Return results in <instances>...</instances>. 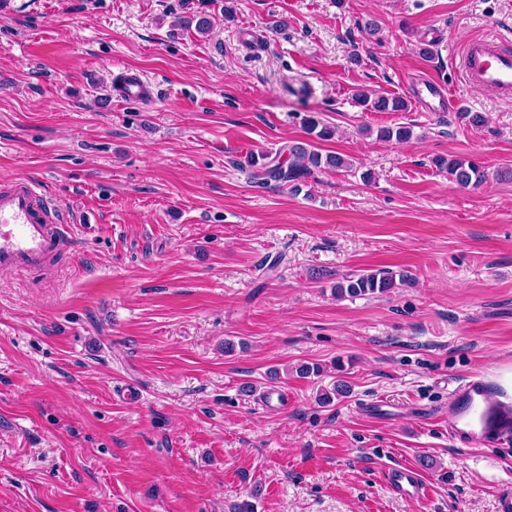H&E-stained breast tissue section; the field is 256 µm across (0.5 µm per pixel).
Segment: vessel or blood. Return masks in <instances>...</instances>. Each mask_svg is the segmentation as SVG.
<instances>
[{"instance_id": "vessel-or-blood-1", "label": "vessel or blood", "mask_w": 512, "mask_h": 512, "mask_svg": "<svg viewBox=\"0 0 512 512\" xmlns=\"http://www.w3.org/2000/svg\"><path fill=\"white\" fill-rule=\"evenodd\" d=\"M462 82L512 100V37L492 32L466 40L457 55ZM150 83L140 74L127 77L120 95L145 101ZM408 94L424 112H452L457 102L442 84L425 80L413 84ZM71 237L64 209L50 200L43 187L29 178L0 181V271L40 270ZM452 414L450 436L469 444L488 445L512 441V406L489 402L481 381L455 388L448 397ZM393 489L409 499L425 497L427 488L418 473L407 466L388 471Z\"/></svg>"}]
</instances>
